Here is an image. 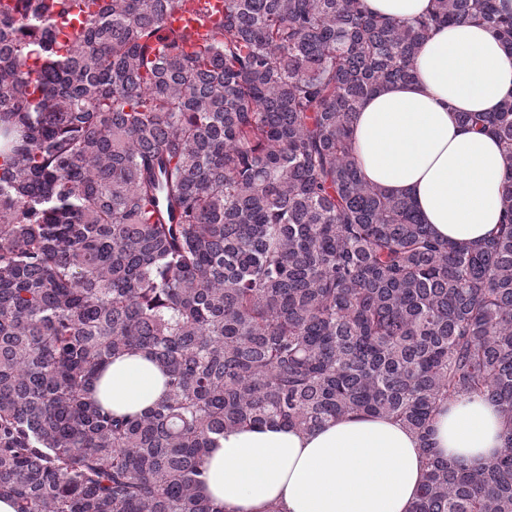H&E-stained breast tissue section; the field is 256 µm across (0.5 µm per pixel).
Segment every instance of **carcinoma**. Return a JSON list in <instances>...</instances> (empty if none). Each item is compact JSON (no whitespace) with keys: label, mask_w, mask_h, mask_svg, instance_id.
<instances>
[{"label":"carcinoma","mask_w":512,"mask_h":512,"mask_svg":"<svg viewBox=\"0 0 512 512\" xmlns=\"http://www.w3.org/2000/svg\"><path fill=\"white\" fill-rule=\"evenodd\" d=\"M180 0L0 9V497L16 512H218L198 493L224 431L347 414L419 439L411 512H512V164L499 232L440 241L365 182L367 97L414 78L438 27L512 52L496 0L414 21L363 0H224L198 45ZM512 160V90L461 113ZM142 351L167 378L140 415L88 399ZM498 408L504 451L438 457L445 402Z\"/></svg>","instance_id":"obj_1"}]
</instances>
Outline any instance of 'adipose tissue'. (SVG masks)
Listing matches in <instances>:
<instances>
[{
	"mask_svg": "<svg viewBox=\"0 0 512 512\" xmlns=\"http://www.w3.org/2000/svg\"><path fill=\"white\" fill-rule=\"evenodd\" d=\"M415 71V80L387 85L363 104L353 132L361 175L409 197L436 238L488 239L500 228L511 162L494 136L459 115L498 108L512 89V54L479 25H451L421 45ZM164 383L136 352L114 358L92 396L116 414L141 413L161 401ZM432 443L441 458L485 467L504 450L496 406L442 405ZM425 471L409 429L349 414L312 432L283 424L225 431L204 458L200 492L220 512H410Z\"/></svg>",
	"mask_w": 512,
	"mask_h": 512,
	"instance_id": "adipose-tissue-1",
	"label": "adipose tissue"
}]
</instances>
